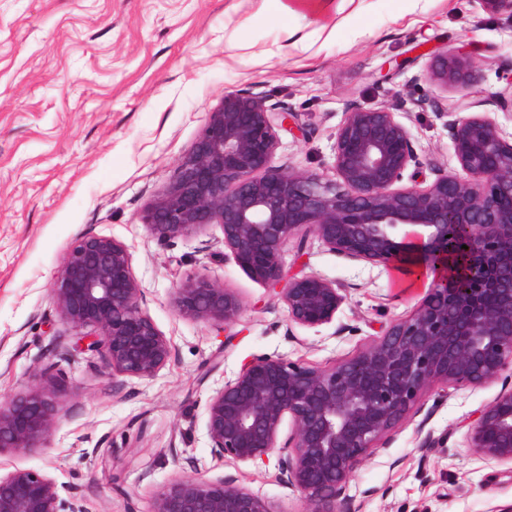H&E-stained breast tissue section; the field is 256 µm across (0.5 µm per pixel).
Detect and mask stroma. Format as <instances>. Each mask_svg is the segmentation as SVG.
<instances>
[{
	"label": "stroma",
	"mask_w": 512,
	"mask_h": 512,
	"mask_svg": "<svg viewBox=\"0 0 512 512\" xmlns=\"http://www.w3.org/2000/svg\"><path fill=\"white\" fill-rule=\"evenodd\" d=\"M336 34L309 20H278L268 0H0V399L60 372L62 418L40 448L0 457L66 485L85 512H150L181 475L232 479L276 512H302L275 460L243 463L212 451L209 398L257 355L328 368L368 347L427 293L395 288L391 273L347 261L309 238L281 253L292 277L336 281L347 299L334 323L303 328L285 304L234 262L211 226L168 243L141 216L167 187L225 92L247 89L296 112L274 162L335 176L338 128L353 105L385 108L432 167L459 172L446 119L423 101L463 94L431 82L444 51L479 64L466 95L487 103L504 139L512 112V18L475 0H353ZM105 235L125 243L142 307L175 355L153 378L113 382L100 353L75 347L52 300L70 245ZM201 273L235 291L239 320L218 329L179 317L174 288ZM512 387L435 386L359 462L345 487L354 512H496L512 504V466L477 458L466 443L474 413ZM436 445L422 449L425 438Z\"/></svg>",
	"instance_id": "35a3bbf8"
}]
</instances>
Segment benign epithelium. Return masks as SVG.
I'll return each instance as SVG.
<instances>
[{"label":"benign epithelium","mask_w":512,"mask_h":512,"mask_svg":"<svg viewBox=\"0 0 512 512\" xmlns=\"http://www.w3.org/2000/svg\"><path fill=\"white\" fill-rule=\"evenodd\" d=\"M492 14L512 17V0H475ZM476 61L466 54L437 58L431 78L464 91ZM448 116L462 174L433 168L427 186L398 188L409 168L420 169L407 128L387 109L356 106L336 133L337 179L274 164L278 132L297 129V114L266 104L250 91L224 95L166 189L142 216L147 233L168 242L219 227L224 260L234 261L287 307L290 322L330 324L344 289L317 275L288 278L281 251L290 240L305 247L313 235L349 261L389 269L394 262L434 267L457 257L454 230L464 229L461 258L477 276H442L406 318L352 358L320 369L258 355L246 362L206 406L214 454L246 463L277 455L278 482L300 493L303 512H351L343 488L368 451L402 421L422 392L438 385L482 386L512 368V141L496 123L460 100L427 102ZM497 298L482 303L485 293ZM62 321L103 353L112 378L155 377L174 346L143 310L128 247L109 236H85L63 258L51 289ZM177 314L223 328L243 303L203 274L175 288ZM59 378L40 380L0 401V455L41 445L60 422ZM479 457L512 464V389L477 411L466 435ZM0 512H83L50 476L30 468L0 474ZM150 512H274L271 503L232 480L175 478Z\"/></svg>","instance_id":"benign-epithelium-1"}]
</instances>
